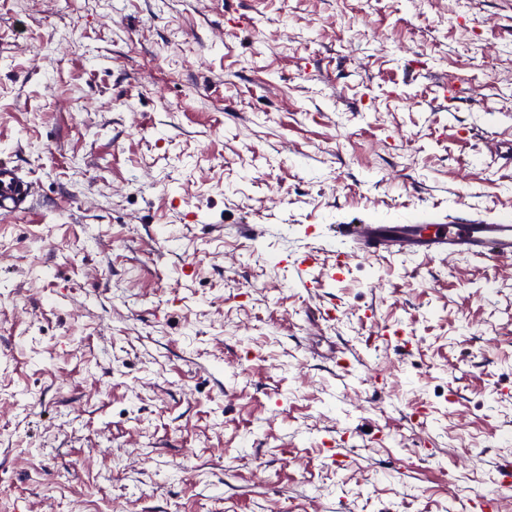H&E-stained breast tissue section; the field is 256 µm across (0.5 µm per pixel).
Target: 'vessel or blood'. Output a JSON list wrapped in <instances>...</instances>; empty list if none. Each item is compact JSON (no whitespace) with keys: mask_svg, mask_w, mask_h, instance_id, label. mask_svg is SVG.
I'll return each mask as SVG.
<instances>
[{"mask_svg":"<svg viewBox=\"0 0 512 512\" xmlns=\"http://www.w3.org/2000/svg\"><path fill=\"white\" fill-rule=\"evenodd\" d=\"M30 194L29 183L17 169L0 162V216L24 210ZM333 232L336 238L350 240L365 255H455L512 263L511 217L492 224H419L409 218L401 224H339Z\"/></svg>","mask_w":512,"mask_h":512,"instance_id":"obj_1","label":"vessel or blood"}]
</instances>
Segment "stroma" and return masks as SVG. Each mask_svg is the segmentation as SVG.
Returning a JSON list of instances; mask_svg holds the SVG:
<instances>
[{
	"label": "stroma",
	"instance_id": "35a3bbf8",
	"mask_svg": "<svg viewBox=\"0 0 512 512\" xmlns=\"http://www.w3.org/2000/svg\"><path fill=\"white\" fill-rule=\"evenodd\" d=\"M511 146L512 0H0V512H512V264L331 231ZM31 194L28 182L8 162H0V216H8L25 209Z\"/></svg>",
	"mask_w": 512,
	"mask_h": 512
}]
</instances>
